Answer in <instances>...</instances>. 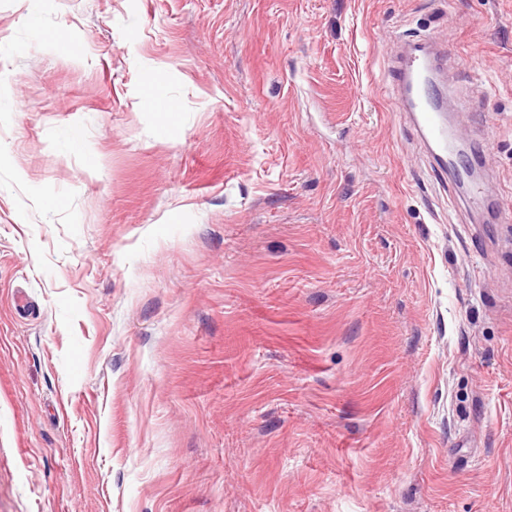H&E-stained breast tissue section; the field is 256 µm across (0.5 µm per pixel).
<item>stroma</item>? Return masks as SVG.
I'll list each match as a JSON object with an SVG mask.
<instances>
[{
    "label": "stroma",
    "instance_id": "1",
    "mask_svg": "<svg viewBox=\"0 0 512 512\" xmlns=\"http://www.w3.org/2000/svg\"><path fill=\"white\" fill-rule=\"evenodd\" d=\"M418 33L512 209V0H0V512H512V222ZM401 53L392 68L396 74L391 84L402 104V111L409 112L422 137L440 165L447 168L448 130L442 110L430 91L429 83L435 78V62L447 56V47L430 38L398 40ZM435 148L441 153L436 154Z\"/></svg>",
    "mask_w": 512,
    "mask_h": 512
}]
</instances>
